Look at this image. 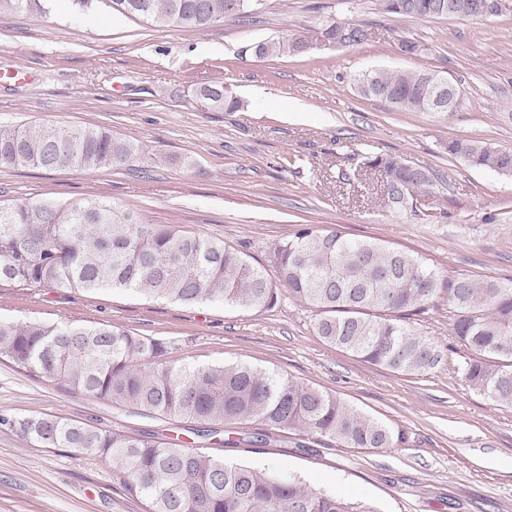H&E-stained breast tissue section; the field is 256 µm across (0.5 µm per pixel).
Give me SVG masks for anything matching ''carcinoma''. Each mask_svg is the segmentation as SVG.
<instances>
[{
  "mask_svg": "<svg viewBox=\"0 0 512 512\" xmlns=\"http://www.w3.org/2000/svg\"><path fill=\"white\" fill-rule=\"evenodd\" d=\"M39 0H0V13L29 11ZM112 11L156 27L192 31L226 17L259 14L264 0H102ZM383 11L412 19L474 15L478 0H379ZM353 48L368 39L354 21L328 18L313 34L294 33L257 44L254 56L299 55L315 39ZM435 73L382 71L354 78L366 98L402 112H434ZM198 94L217 109L240 101L215 82ZM449 155L471 167L512 176V151L482 141L452 139ZM134 144L99 127H0V167L55 169L120 167ZM393 206L404 210L435 185L427 170L397 156L377 155ZM278 274L220 239L187 235L168 224H144L137 214L108 203L66 206L46 201L0 205V281L52 292L130 289L183 304L222 301L271 310L281 290L314 312L313 327L326 344L363 362L401 374H426L448 349L419 336L406 319L421 314L439 291L448 292L452 332L469 351L462 380L490 401L512 407V281L459 276L447 282L422 257L377 239H350L338 230L301 224L293 237L270 248ZM171 341L117 326L0 321V361L45 378L68 393H83L135 417L166 418L227 448L293 431L351 448H389L391 431L341 397L246 364L175 367L164 357ZM0 427L42 448H71L107 463L112 478L149 512H377L363 500L317 490L300 479L230 464L151 431L129 433L57 418L0 413Z\"/></svg>",
  "mask_w": 512,
  "mask_h": 512,
  "instance_id": "1",
  "label": "carcinoma"
}]
</instances>
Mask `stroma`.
I'll return each mask as SVG.
<instances>
[{
  "mask_svg": "<svg viewBox=\"0 0 512 512\" xmlns=\"http://www.w3.org/2000/svg\"><path fill=\"white\" fill-rule=\"evenodd\" d=\"M255 17L203 31L155 27L93 0L0 14V126H97L130 140L123 168L0 169V203L105 201L146 224L223 239L257 265L299 225L373 237L418 253L443 278L512 279V177L468 166L442 145L464 138L512 150V0L487 18L410 19L376 0H265ZM333 17L366 26L344 50L257 58L248 45L311 32ZM420 45L403 57L401 41ZM372 69L428 70L461 89L445 114L400 112L362 98ZM220 80L241 101L216 110L197 94ZM397 156L439 184L396 210L370 157ZM119 326L174 341L175 366L245 363L335 393L388 426L392 447L348 448L281 433L268 443L199 449L372 503L378 512H512V408L467 387L450 330L447 292L409 324L450 350L425 375H402L330 347L314 314L293 299L273 310L221 302L186 305L130 290L47 293L0 282V320ZM176 436L170 421L120 407L0 362V411ZM0 512H149L115 483L105 462L40 448L0 429Z\"/></svg>",
  "mask_w": 512,
  "mask_h": 512,
  "instance_id": "1",
  "label": "stroma"
}]
</instances>
